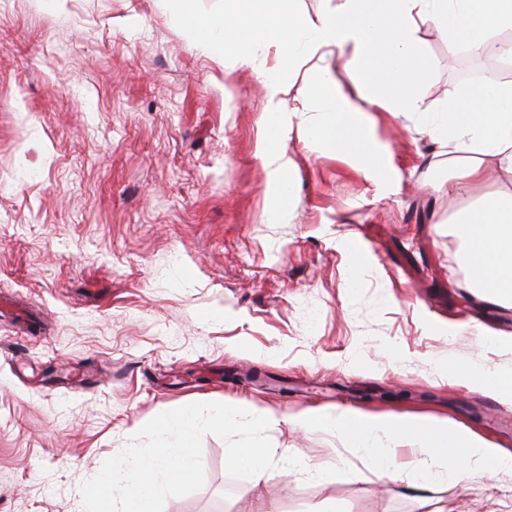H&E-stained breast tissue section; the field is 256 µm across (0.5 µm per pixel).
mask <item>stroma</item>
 Segmentation results:
<instances>
[{
	"label": "stroma",
	"mask_w": 512,
	"mask_h": 512,
	"mask_svg": "<svg viewBox=\"0 0 512 512\" xmlns=\"http://www.w3.org/2000/svg\"><path fill=\"white\" fill-rule=\"evenodd\" d=\"M224 0H0V512H83L81 484L156 415L194 402L272 412L287 461L236 482L233 512H512V474L438 482L397 444L383 475L339 436L300 429L308 409L418 416L512 452V399L453 363L512 371V305L471 287L452 223L446 148L415 118L374 110L390 192L313 128L286 146L289 201L272 221L265 79L307 99L355 95L258 53L235 66L199 29ZM421 109L512 83V63L449 52ZM226 443L202 440L205 484L163 512H210Z\"/></svg>",
	"instance_id": "35a3bbf8"
}]
</instances>
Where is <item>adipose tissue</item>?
<instances>
[{
	"mask_svg": "<svg viewBox=\"0 0 512 512\" xmlns=\"http://www.w3.org/2000/svg\"><path fill=\"white\" fill-rule=\"evenodd\" d=\"M240 5L241 0H224L225 27L238 25L243 30L235 39L239 65L253 66V51L262 44L274 45L319 70L334 54L345 52L365 76L368 105L386 112L419 113V90L434 74L433 62L419 50L416 20L447 34L449 51L463 47L480 53L492 48L512 58V40L489 42L495 31L512 29V0H337L336 6L313 17L289 9L275 32L259 13L239 21ZM368 105L341 93L322 96L310 103L303 120L350 153L361 170L379 178L387 146L370 133L373 118ZM421 129L456 148L459 190L481 187L490 160L512 179V84L489 82L463 90L458 101L445 105L440 118L425 121ZM455 224L475 287L490 298L511 300L512 193L488 196L480 207L460 209ZM290 421L302 429L343 434L382 474L392 468L394 441L411 442L422 455L443 460V468L434 473L439 480L470 483L488 474L512 473V453L491 447L472 433L449 436L423 419L332 409L302 412Z\"/></svg>",
	"mask_w": 512,
	"mask_h": 512,
	"instance_id": "ef3b65f1",
	"label": "adipose tissue"
}]
</instances>
